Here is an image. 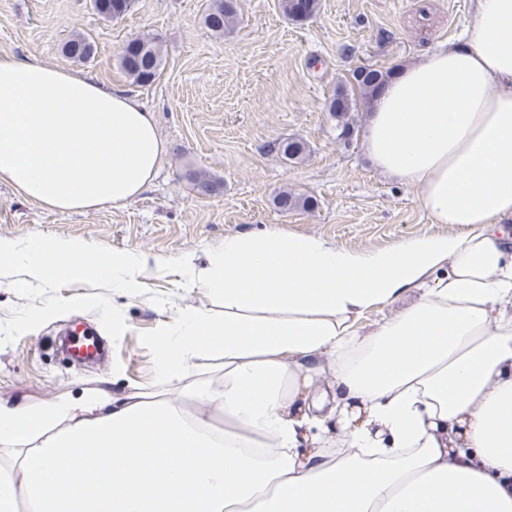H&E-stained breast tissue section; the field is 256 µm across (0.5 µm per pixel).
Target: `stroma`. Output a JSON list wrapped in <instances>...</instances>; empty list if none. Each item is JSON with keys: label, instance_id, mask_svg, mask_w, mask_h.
<instances>
[{"label": "stroma", "instance_id": "1", "mask_svg": "<svg viewBox=\"0 0 512 512\" xmlns=\"http://www.w3.org/2000/svg\"><path fill=\"white\" fill-rule=\"evenodd\" d=\"M209 0H135L123 18L108 21L90 0H0V55L83 69L107 85L134 89L153 112L169 146L153 184L121 207L80 214L52 212L0 184V239L34 233L135 250L156 259L147 288L172 294L161 308L144 296L113 293L129 330L109 343L95 366L55 357L51 340L77 322L98 324L92 312H73L0 344V398L40 404L109 383L120 393L155 379L154 339L179 310L223 314L221 302L202 289L183 287L181 258L215 251L225 236L268 228L313 235L354 253H369L427 235L461 234L460 226L432 223L419 187L386 178L364 152L366 110L356 112L351 144L336 138L326 103L340 81L360 66L383 70L456 41L472 0H321L310 20L290 21L279 0H239L240 23L224 38L202 23ZM94 41L96 53L81 64L64 55L71 35ZM159 36L164 70L137 86L123 72V44ZM306 141L308 156L288 162L277 142ZM205 172L221 184L204 195L185 179ZM312 196L310 211L277 210L281 190Z\"/></svg>", "mask_w": 512, "mask_h": 512}]
</instances>
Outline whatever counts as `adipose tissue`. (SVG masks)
I'll return each mask as SVG.
<instances>
[{
	"instance_id": "1",
	"label": "adipose tissue",
	"mask_w": 512,
	"mask_h": 512,
	"mask_svg": "<svg viewBox=\"0 0 512 512\" xmlns=\"http://www.w3.org/2000/svg\"><path fill=\"white\" fill-rule=\"evenodd\" d=\"M365 151L436 224L356 254L282 230L225 236L155 340L156 382L0 399V512H512V0L372 96ZM121 86L0 56V183L53 212L121 206L166 159ZM418 301L368 332V309ZM221 361L219 376L196 370ZM341 432L306 438L319 381Z\"/></svg>"
}]
</instances>
